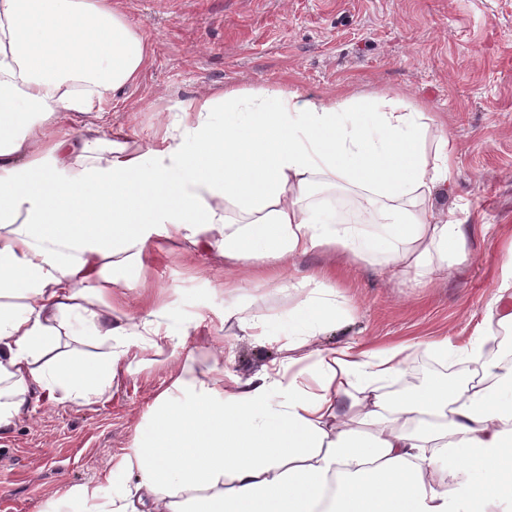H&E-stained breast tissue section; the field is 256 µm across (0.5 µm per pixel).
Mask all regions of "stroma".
<instances>
[{
  "instance_id": "35a3bbf8",
  "label": "stroma",
  "mask_w": 512,
  "mask_h": 512,
  "mask_svg": "<svg viewBox=\"0 0 512 512\" xmlns=\"http://www.w3.org/2000/svg\"><path fill=\"white\" fill-rule=\"evenodd\" d=\"M154 49L138 82L101 105L113 125L149 140L171 104L226 85L290 83L312 95L390 91L437 113L456 148L457 176L437 209L469 228L468 258L426 286L326 247L293 260V276L334 272L338 322L321 348L355 338L379 346L467 339L512 250V0H122ZM144 281L113 298L112 318L134 322L165 307L162 351L117 372L94 405L41 400L0 430V512H39L50 494L108 468L153 427L156 398L188 367L219 380L221 362L246 379L279 358L278 342L247 336L236 304L282 330L300 303L287 275L199 255L175 241L148 259ZM239 288L225 294L224 282Z\"/></svg>"
}]
</instances>
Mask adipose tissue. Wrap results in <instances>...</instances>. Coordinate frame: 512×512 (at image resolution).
Returning <instances> with one entry per match:
<instances>
[{
  "label": "adipose tissue",
  "mask_w": 512,
  "mask_h": 512,
  "mask_svg": "<svg viewBox=\"0 0 512 512\" xmlns=\"http://www.w3.org/2000/svg\"><path fill=\"white\" fill-rule=\"evenodd\" d=\"M151 57L119 0H0V429L35 394L97 403L117 368L167 345L164 311L112 319L113 294L131 285L116 267L145 279L160 239L255 265L332 245L420 283L467 258L466 226L434 204L457 175L453 142H427L433 117L395 93L227 86L175 105L155 145L107 121L59 135ZM336 190L366 223L317 201ZM338 297L309 289L277 365L248 380L219 388L180 370L150 441L42 512H139L146 499L157 512H512V252L462 342L314 347ZM63 335L105 351L60 352ZM419 350L471 374L391 402L386 384ZM117 470L133 488L114 489Z\"/></svg>",
  "instance_id": "adipose-tissue-1"
}]
</instances>
